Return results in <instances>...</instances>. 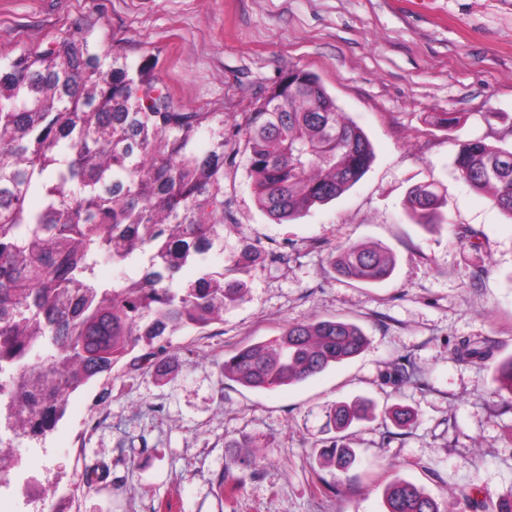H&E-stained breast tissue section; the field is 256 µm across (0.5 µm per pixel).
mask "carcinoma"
I'll list each match as a JSON object with an SVG mask.
<instances>
[{
	"instance_id": "carcinoma-1",
	"label": "carcinoma",
	"mask_w": 512,
	"mask_h": 512,
	"mask_svg": "<svg viewBox=\"0 0 512 512\" xmlns=\"http://www.w3.org/2000/svg\"><path fill=\"white\" fill-rule=\"evenodd\" d=\"M244 131L255 201L279 224L341 196L374 156L318 76L300 69L267 91ZM453 164L512 216V148L463 140ZM408 203L417 223L437 225L441 202L432 185L414 187ZM216 249L224 250V113L176 107L152 61L104 54L89 31L0 62V427L13 432L0 436V462L16 460L18 437L44 443L70 398L137 347L160 369L166 336L204 330L241 301L246 282L206 265ZM282 259L246 244L228 259L229 270ZM105 263L121 271L138 263L143 274L103 281ZM189 264L201 270L183 285L179 274ZM332 265L374 284L391 276L394 257L358 243L337 249ZM366 344L349 321L292 324L238 348L224 360V377L270 390L351 359ZM455 355L488 360L491 348L463 339ZM495 377L512 394V359L496 365ZM364 412L343 402L328 411L325 428L335 435L321 447L341 471L356 462L342 432ZM250 465L230 458L219 488L236 492L239 470ZM385 504L386 512H441L434 498L401 480L387 487Z\"/></svg>"
}]
</instances>
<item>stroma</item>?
<instances>
[{"label": "stroma", "mask_w": 512, "mask_h": 512, "mask_svg": "<svg viewBox=\"0 0 512 512\" xmlns=\"http://www.w3.org/2000/svg\"><path fill=\"white\" fill-rule=\"evenodd\" d=\"M84 31L102 52L155 61L175 106L223 113L224 249L210 266L246 241L285 259L252 271L245 301L204 332L168 336V377L134 350L72 397L44 444L17 441L23 465L59 478L58 512H385L396 479L442 512H471L468 499L489 512L512 494V394L495 380L512 356V216L453 166L460 141L512 146V0H0V57ZM296 68L320 77L374 158L339 198L279 224L255 202L243 128ZM447 114L459 124H441ZM425 183L446 200L434 230L405 208ZM353 243L387 248L392 276L337 275L330 256ZM331 317L368 336L357 357L270 391L225 379L237 347ZM465 338L490 343L492 359L457 361ZM397 362L413 373L399 386L385 378ZM356 399L378 415L349 429L359 461L343 474L316 442L327 408ZM395 404L416 413L412 426L384 419ZM233 442L258 461L230 498L217 483ZM91 468L105 484L71 491ZM320 479L335 492L316 494Z\"/></svg>", "instance_id": "1"}]
</instances>
